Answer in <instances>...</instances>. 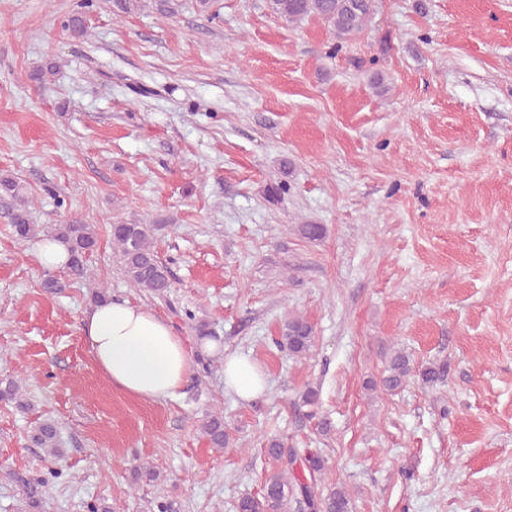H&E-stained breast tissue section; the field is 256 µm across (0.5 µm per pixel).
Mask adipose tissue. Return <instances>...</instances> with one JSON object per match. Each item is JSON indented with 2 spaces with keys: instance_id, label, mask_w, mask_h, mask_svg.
<instances>
[{
  "instance_id": "adipose-tissue-1",
  "label": "adipose tissue",
  "mask_w": 512,
  "mask_h": 512,
  "mask_svg": "<svg viewBox=\"0 0 512 512\" xmlns=\"http://www.w3.org/2000/svg\"><path fill=\"white\" fill-rule=\"evenodd\" d=\"M80 332L99 370L113 387L147 401L173 398L193 375L196 355L216 351L202 340L187 347L171 324L152 311L122 301H103L82 318ZM263 371L249 359L224 358V388L244 401L266 390Z\"/></svg>"
}]
</instances>
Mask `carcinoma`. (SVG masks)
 I'll return each mask as SVG.
<instances>
[{
    "instance_id": "obj_1",
    "label": "carcinoma",
    "mask_w": 512,
    "mask_h": 512,
    "mask_svg": "<svg viewBox=\"0 0 512 512\" xmlns=\"http://www.w3.org/2000/svg\"><path fill=\"white\" fill-rule=\"evenodd\" d=\"M274 14L291 23L314 18L329 29L340 42L361 33L370 25L373 0H267ZM92 0H76L68 15L65 29L73 37L87 34L86 10ZM19 183L11 177H0V197L12 200L11 224L13 235L21 242L40 236L41 229L30 223L28 202L20 193ZM162 229L159 224H114L110 228L112 243L118 251L124 273L129 283L157 296H164L171 288L169 271L153 249L155 234ZM50 235L62 242L70 254L67 275L82 279L88 273L87 259L98 246V233L91 224L71 222L50 228ZM315 343L312 325L302 316L288 317L281 328L277 345L288 349L295 356L307 354ZM445 366L431 364L419 370L422 382L434 385L442 381ZM411 374L408 356L395 353L380 379L370 382V388L393 391L400 388ZM0 401L25 408L22 386L14 380L0 383ZM200 430L214 448L227 443L224 416L210 413L200 422ZM30 442L43 448L54 458L64 455L59 447L58 423L46 418L37 423L29 435ZM267 453L274 468L265 475L259 496H245L238 501L237 512H352V502L347 491L337 488L323 496L317 492L318 484L326 469V461L318 452L290 448L284 442L272 439ZM60 477V472L50 471V477H31L24 473L13 474L26 493L28 512H41L50 479Z\"/></svg>"
}]
</instances>
